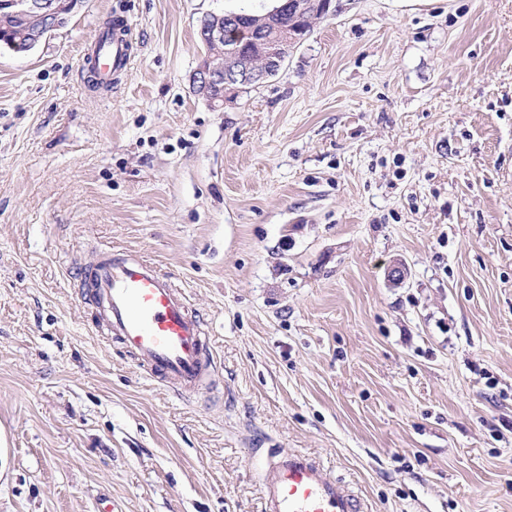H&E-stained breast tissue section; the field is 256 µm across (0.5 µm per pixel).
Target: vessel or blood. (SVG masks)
Returning <instances> with one entry per match:
<instances>
[{
  "mask_svg": "<svg viewBox=\"0 0 512 512\" xmlns=\"http://www.w3.org/2000/svg\"><path fill=\"white\" fill-rule=\"evenodd\" d=\"M100 77L119 76L132 57L127 19L89 49ZM78 277L104 335L122 344L146 376L184 397L217 375L203 323L190 314L170 273L130 251L104 249ZM262 512H358L354 495L309 455L288 451L260 477Z\"/></svg>",
  "mask_w": 512,
  "mask_h": 512,
  "instance_id": "1",
  "label": "vessel or blood"
}]
</instances>
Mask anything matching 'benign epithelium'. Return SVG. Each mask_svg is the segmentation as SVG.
Returning a JSON list of instances; mask_svg holds the SVG:
<instances>
[{"instance_id":"1","label":"benign epithelium","mask_w":512,"mask_h":512,"mask_svg":"<svg viewBox=\"0 0 512 512\" xmlns=\"http://www.w3.org/2000/svg\"><path fill=\"white\" fill-rule=\"evenodd\" d=\"M66 5H48L45 0H0V9L39 23V34H49L65 21ZM336 12L335 0H276L271 10L257 16L247 28L246 45L226 40L225 31L242 26L241 14L229 12L215 17L205 29L207 49L191 76L193 92L214 105L235 99L246 87L275 77L288 54L307 37L304 25Z\"/></svg>"}]
</instances>
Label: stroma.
Here are the masks:
<instances>
[{
	"label": "stroma",
	"mask_w": 512,
	"mask_h": 512,
	"mask_svg": "<svg viewBox=\"0 0 512 512\" xmlns=\"http://www.w3.org/2000/svg\"><path fill=\"white\" fill-rule=\"evenodd\" d=\"M272 5L84 0L0 49V512H262L286 451L361 512H512V0H336L274 78L194 95L199 19ZM106 246L174 274L212 385L97 334ZM113 23L112 28V20L108 21L105 30L112 35V40L105 39L102 33L88 51L91 58L100 63L98 69L100 77L108 78L112 75V80H116L131 60L132 41L127 19L116 16L113 18Z\"/></svg>",
	"instance_id": "stroma-1"
}]
</instances>
